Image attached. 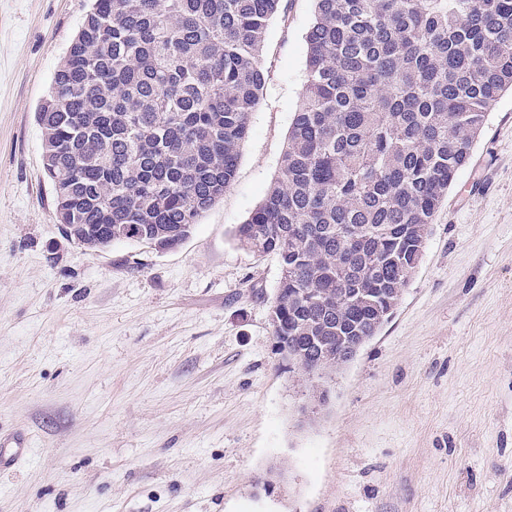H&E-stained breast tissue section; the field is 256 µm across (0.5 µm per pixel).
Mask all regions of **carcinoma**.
Returning a JSON list of instances; mask_svg holds the SVG:
<instances>
[{"mask_svg": "<svg viewBox=\"0 0 512 512\" xmlns=\"http://www.w3.org/2000/svg\"><path fill=\"white\" fill-rule=\"evenodd\" d=\"M279 175L238 225L278 256L271 324L300 363L375 336L492 106L512 91V0H313ZM282 0H94L36 119L78 244L170 250L224 197Z\"/></svg>", "mask_w": 512, "mask_h": 512, "instance_id": "carcinoma-1", "label": "carcinoma"}]
</instances>
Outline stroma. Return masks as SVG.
<instances>
[{
    "label": "stroma",
    "instance_id": "35a3bbf8",
    "mask_svg": "<svg viewBox=\"0 0 512 512\" xmlns=\"http://www.w3.org/2000/svg\"><path fill=\"white\" fill-rule=\"evenodd\" d=\"M91 0H0V512H512V93L392 317L305 411L276 255L234 230L278 174L313 0H283L236 177L179 247L55 217L35 119Z\"/></svg>",
    "mask_w": 512,
    "mask_h": 512
}]
</instances>
